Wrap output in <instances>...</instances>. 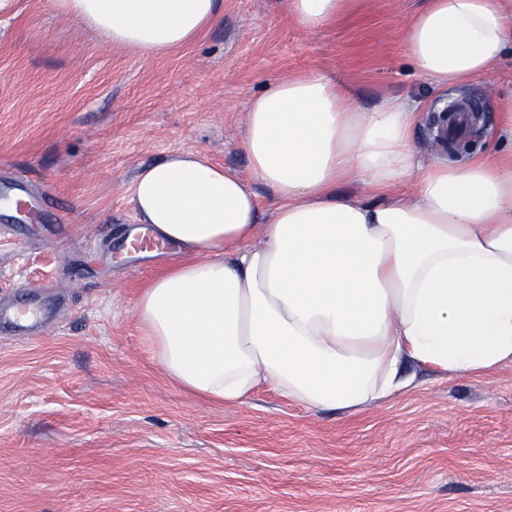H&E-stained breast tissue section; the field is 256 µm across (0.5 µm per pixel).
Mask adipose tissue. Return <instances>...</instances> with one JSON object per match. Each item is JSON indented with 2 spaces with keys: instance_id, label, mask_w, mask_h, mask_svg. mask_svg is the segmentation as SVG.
I'll use <instances>...</instances> for the list:
<instances>
[{
  "instance_id": "obj_1",
  "label": "adipose tissue",
  "mask_w": 512,
  "mask_h": 512,
  "mask_svg": "<svg viewBox=\"0 0 512 512\" xmlns=\"http://www.w3.org/2000/svg\"><path fill=\"white\" fill-rule=\"evenodd\" d=\"M347 0H282L312 33ZM113 44L156 56L217 23L223 0H54ZM415 72L445 89L512 51L503 0H426L405 31ZM417 105L364 110L323 74L272 81L241 148L275 199L260 223L239 174L193 151L143 166L140 223L180 261L139 296L142 344L180 387L221 403L272 384L356 413L411 388L410 362L485 376L512 363V153L423 163ZM355 182L369 198L341 195Z\"/></svg>"
}]
</instances>
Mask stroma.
Returning a JSON list of instances; mask_svg holds the SVG:
<instances>
[{
	"label": "stroma",
	"mask_w": 512,
	"mask_h": 512,
	"mask_svg": "<svg viewBox=\"0 0 512 512\" xmlns=\"http://www.w3.org/2000/svg\"><path fill=\"white\" fill-rule=\"evenodd\" d=\"M424 0H353L316 33L281 0H224L219 22L155 57L112 44L53 0L0 9V183L52 201L25 241L0 236V292L56 287L38 336H0V512H512V363L483 377L412 364L410 390L363 410L313 411L265 386L220 404L172 382L142 347L136 301L177 253L128 261L129 187L173 151L248 177L241 149L268 82L319 72L364 109L421 103L424 160L445 157L426 117L481 98L486 139L512 108L496 74L433 89L405 56Z\"/></svg>",
	"instance_id": "obj_1"
}]
</instances>
